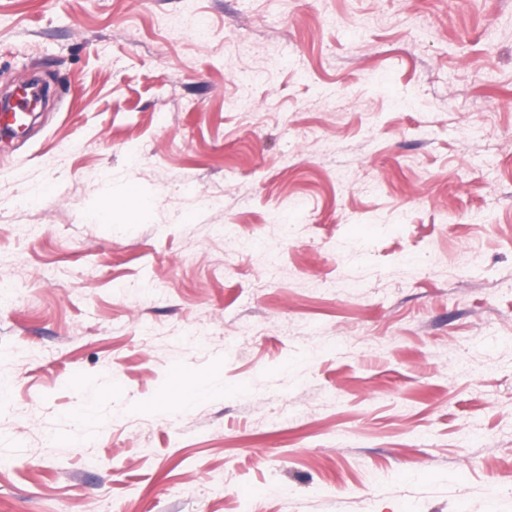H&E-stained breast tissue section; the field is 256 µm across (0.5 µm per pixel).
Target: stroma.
Here are the masks:
<instances>
[{
    "mask_svg": "<svg viewBox=\"0 0 512 512\" xmlns=\"http://www.w3.org/2000/svg\"><path fill=\"white\" fill-rule=\"evenodd\" d=\"M32 77L0 512H512V0H0Z\"/></svg>",
    "mask_w": 512,
    "mask_h": 512,
    "instance_id": "obj_1",
    "label": "stroma"
}]
</instances>
